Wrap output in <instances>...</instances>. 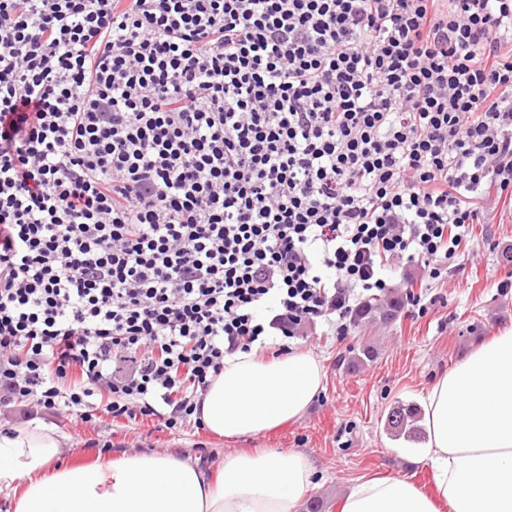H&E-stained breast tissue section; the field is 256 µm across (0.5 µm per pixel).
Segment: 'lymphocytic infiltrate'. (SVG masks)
I'll list each match as a JSON object with an SVG mask.
<instances>
[{"label": "lymphocytic infiltrate", "mask_w": 512, "mask_h": 512, "mask_svg": "<svg viewBox=\"0 0 512 512\" xmlns=\"http://www.w3.org/2000/svg\"><path fill=\"white\" fill-rule=\"evenodd\" d=\"M512 195V0H0V408L169 430Z\"/></svg>", "instance_id": "f902f5d3"}]
</instances>
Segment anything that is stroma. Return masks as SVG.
Wrapping results in <instances>:
<instances>
[{"label":"stroma","mask_w":512,"mask_h":512,"mask_svg":"<svg viewBox=\"0 0 512 512\" xmlns=\"http://www.w3.org/2000/svg\"><path fill=\"white\" fill-rule=\"evenodd\" d=\"M480 205L481 221L471 229L463 264L431 288L435 302L423 315L406 305L392 323L353 328L342 341L316 333L292 340L293 349L315 353L326 372L322 391L300 419L263 436L230 441L192 425L172 433L146 420L116 430L106 419L92 429L57 417L59 461L79 467L100 456L152 451L213 467L244 449L281 448L304 453L315 468L314 486L295 512H308L314 500L322 503L321 512H339L348 487L376 474L404 476L432 492L429 462L418 445L387 433L385 417L394 403L422 404L437 378L512 327V197L486 198ZM364 341L374 344V360L349 368L352 351Z\"/></svg>","instance_id":"1"}]
</instances>
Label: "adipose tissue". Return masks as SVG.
I'll return each instance as SVG.
<instances>
[{"label":"adipose tissue","mask_w":512,"mask_h":512,"mask_svg":"<svg viewBox=\"0 0 512 512\" xmlns=\"http://www.w3.org/2000/svg\"><path fill=\"white\" fill-rule=\"evenodd\" d=\"M325 372L308 351L270 360L224 359L201 395V421L227 439L258 436L303 416ZM422 454L433 493L399 476L356 482L340 512H512V328L480 344L430 387ZM59 438L43 421L0 432V500L6 512H293L314 470L295 450L225 456L210 470L191 458L129 454L87 467L59 464Z\"/></svg>","instance_id":"1"}]
</instances>
